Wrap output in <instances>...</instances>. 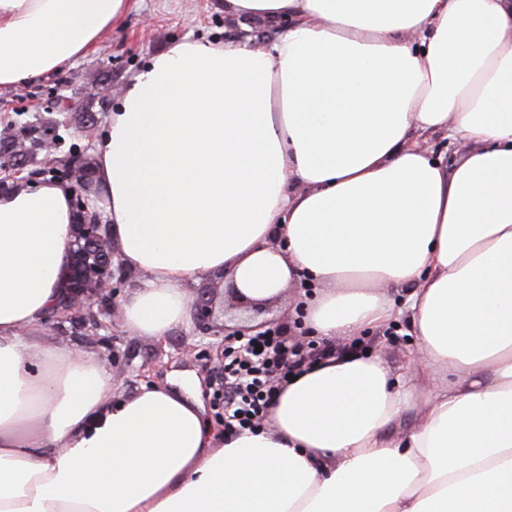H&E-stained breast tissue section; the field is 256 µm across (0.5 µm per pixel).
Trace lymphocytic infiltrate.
I'll return each instance as SVG.
<instances>
[{"label":"lymphocytic infiltrate","instance_id":"1","mask_svg":"<svg viewBox=\"0 0 512 512\" xmlns=\"http://www.w3.org/2000/svg\"><path fill=\"white\" fill-rule=\"evenodd\" d=\"M327 344L302 345L283 333L245 336L224 345L215 400L223 408L224 431H255L265 424L282 380L302 365L332 353Z\"/></svg>","mask_w":512,"mask_h":512}]
</instances>
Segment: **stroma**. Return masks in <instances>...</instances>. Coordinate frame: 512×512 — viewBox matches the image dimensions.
<instances>
[{"mask_svg": "<svg viewBox=\"0 0 512 512\" xmlns=\"http://www.w3.org/2000/svg\"><path fill=\"white\" fill-rule=\"evenodd\" d=\"M237 27L224 17V0H131L121 23L106 32L96 48L86 56L69 63V70L112 72L114 96H121L131 78L156 52L174 42H224L236 35ZM60 73L43 76L34 82L0 90V124L19 120L43 109ZM35 339L87 350L107 358L115 383V392L127 396L143 381L164 383L171 379H191L203 402L204 416L216 431H223L215 401L207 383L214 368L210 362L219 342L218 337L204 336L196 330H176L168 336L166 354L152 361L155 341L150 337H133L122 328L100 331L94 338L77 336L66 329L41 324L30 331ZM364 348L378 352L392 369L405 366L412 349V339L401 326L383 332L366 333ZM152 363L148 378L137 375L145 363Z\"/></svg>", "mask_w": 512, "mask_h": 512, "instance_id": "stroma-1", "label": "stroma"}]
</instances>
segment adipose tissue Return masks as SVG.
<instances>
[{
  "label": "adipose tissue",
  "mask_w": 512,
  "mask_h": 512,
  "mask_svg": "<svg viewBox=\"0 0 512 512\" xmlns=\"http://www.w3.org/2000/svg\"><path fill=\"white\" fill-rule=\"evenodd\" d=\"M129 0H0V89L86 56ZM96 145L131 336L189 327L190 284L257 303L318 283L322 339L407 319L408 366L348 351L216 434L186 386L114 397L102 359L32 342L71 263L55 182L0 194V512H512V0H224ZM287 20L268 47L251 22ZM446 132L444 164L418 135ZM408 289L404 305L388 288Z\"/></svg>",
  "instance_id": "ef3b65f1"
}]
</instances>
